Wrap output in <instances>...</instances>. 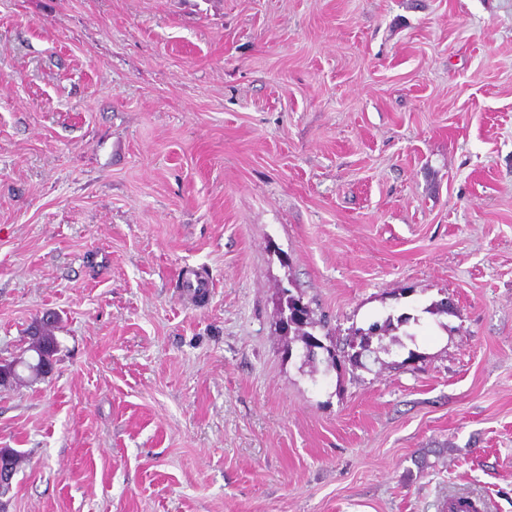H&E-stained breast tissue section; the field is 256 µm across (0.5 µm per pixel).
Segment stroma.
I'll return each instance as SVG.
<instances>
[{"instance_id":"obj_1","label":"stroma","mask_w":512,"mask_h":512,"mask_svg":"<svg viewBox=\"0 0 512 512\" xmlns=\"http://www.w3.org/2000/svg\"><path fill=\"white\" fill-rule=\"evenodd\" d=\"M48 311L5 512H512V0H0V360ZM304 304L307 307L306 318L293 321V325L290 326V330H292L294 336H298L303 342L305 352L309 351L308 358H313L316 353L311 352L310 348L314 347L315 349H321L319 344L314 343L317 337L312 332L319 323L314 319L313 311L310 309L309 305L307 303ZM393 325H394V318L390 315L385 319L383 326H380L377 323H373L367 329L359 327V328H355L353 330V327H352V330L354 332L351 336H357L358 334H361L362 336H361V341L359 342V344L357 346H354L352 339L349 340L348 343H346V348H349L351 352L345 350V347H343L342 349H338V348H336V345L335 346L332 345L334 347L333 349L326 347L325 351L327 352L329 357L332 356L333 350L336 351V358L334 357L335 365H337L338 362L339 363L341 361L345 362L347 360V361L351 362L352 364L364 366L363 358L365 356H367V353H371V350L369 349V346H370L369 341L364 342L365 339H367V337L369 335L368 332L372 331L374 328H377V327H378V329L382 330L384 327H387V326L390 327ZM362 332H364L366 334H362ZM337 359H338V361H337ZM54 321V318H51V321L46 324L45 326L42 327V329L40 331H38V333H33V330H37V324H38V320H36L33 325L29 328L28 330V336H30V340H31V346H30V351H33L36 355H37V352L35 349H38L40 348V346L42 344L44 345H48V348L51 349V351L53 352V357L55 359V356L57 354V351H58V342L56 340V337L53 335V333L51 332V325H52V322ZM34 336H39L38 338H35Z\"/></svg>"}]
</instances>
